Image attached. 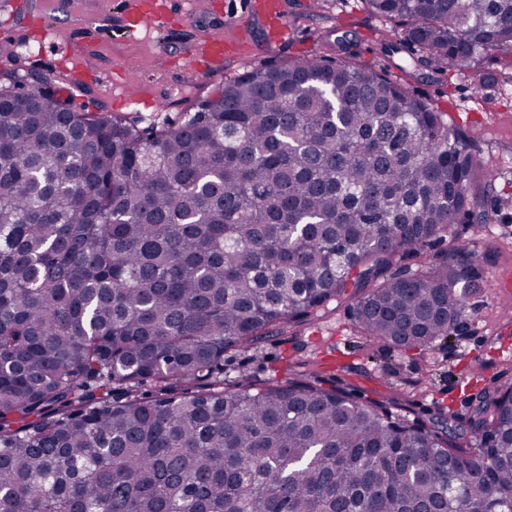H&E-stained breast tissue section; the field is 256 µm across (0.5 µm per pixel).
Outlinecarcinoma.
Returning <instances> with one entry per match:
<instances>
[{"instance_id":"1","label":"carcinoma","mask_w":512,"mask_h":512,"mask_svg":"<svg viewBox=\"0 0 512 512\" xmlns=\"http://www.w3.org/2000/svg\"><path fill=\"white\" fill-rule=\"evenodd\" d=\"M438 75L512 53V0H363ZM339 50L254 65L151 131L0 84V512H488L512 499V379L431 422L224 353L355 300L394 348L450 338L486 224L468 133ZM153 385L146 396L143 382Z\"/></svg>"}]
</instances>
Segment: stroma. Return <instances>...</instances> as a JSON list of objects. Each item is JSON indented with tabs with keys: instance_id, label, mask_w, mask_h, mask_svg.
I'll list each match as a JSON object with an SVG mask.
<instances>
[{
	"instance_id": "stroma-1",
	"label": "stroma",
	"mask_w": 512,
	"mask_h": 512,
	"mask_svg": "<svg viewBox=\"0 0 512 512\" xmlns=\"http://www.w3.org/2000/svg\"><path fill=\"white\" fill-rule=\"evenodd\" d=\"M254 0H165L164 18L154 28L129 34L128 10L140 0H8L0 8V72L51 73L62 94H75L95 112H112L143 127L178 121L209 91L249 66L320 48L325 31L346 36L356 60L385 68L391 79L445 112L449 125L477 132L476 144L493 172V193L512 198V56L481 58L476 70L440 76L416 67L410 49L385 52L397 36L371 16L361 0H282L285 41L271 44ZM225 36L244 32L251 50L225 57L206 72L183 68V47L199 44L213 29ZM476 251H491L479 293L469 296L457 333L424 350H402L362 336L349 304L333 305L321 316L260 345L224 357V381L240 376L277 384L298 374L311 381L350 387L367 398L398 395L421 419L436 407L467 411L468 400L500 371L512 370V322L508 301L495 279L512 267V206L492 224H454L419 254L397 267L413 271L441 258L453 239Z\"/></svg>"
}]
</instances>
